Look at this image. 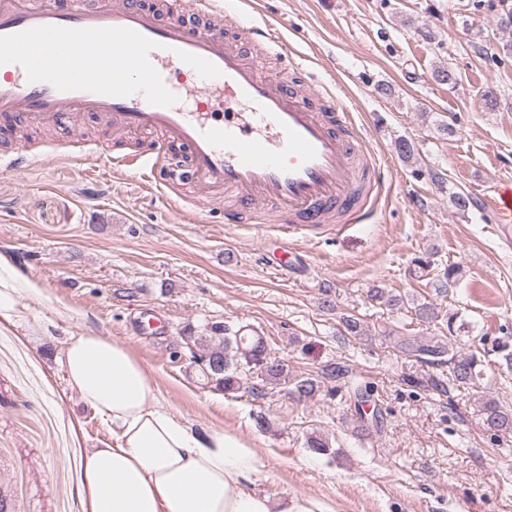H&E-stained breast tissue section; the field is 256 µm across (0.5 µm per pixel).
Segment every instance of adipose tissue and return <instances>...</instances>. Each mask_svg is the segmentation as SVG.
I'll return each mask as SVG.
<instances>
[{
	"label": "adipose tissue",
	"mask_w": 512,
	"mask_h": 512,
	"mask_svg": "<svg viewBox=\"0 0 512 512\" xmlns=\"http://www.w3.org/2000/svg\"><path fill=\"white\" fill-rule=\"evenodd\" d=\"M37 288L0 256V316L18 315ZM61 363L79 400L112 426V443L79 460L92 512H329L314 494L273 495L261 452L222 428L201 429L162 405L147 370L121 341L68 336Z\"/></svg>",
	"instance_id": "obj_1"
}]
</instances>
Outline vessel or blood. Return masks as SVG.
I'll list each match as a JSON object with an SVG mask.
<instances>
[{"mask_svg": "<svg viewBox=\"0 0 512 512\" xmlns=\"http://www.w3.org/2000/svg\"><path fill=\"white\" fill-rule=\"evenodd\" d=\"M217 15L228 28L210 24ZM232 28L271 49L282 43L226 0H169L163 13L146 0H0V120L55 127L93 114L130 138L159 134L160 145L112 156L113 166L162 192L172 186L165 147L184 150L198 191L184 217L234 199L225 223L281 225L275 257L287 269L296 234L376 220L381 169L329 90L315 105L291 90L301 63L287 57L267 72ZM229 100L240 111H220ZM42 158L22 146L0 154V169ZM491 203L499 227L512 226V183H498Z\"/></svg>", "mask_w": 512, "mask_h": 512, "instance_id": "1", "label": "vessel or blood"}]
</instances>
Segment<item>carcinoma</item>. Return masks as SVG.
Instances as JSON below:
<instances>
[{
    "label": "carcinoma",
    "mask_w": 512,
    "mask_h": 512,
    "mask_svg": "<svg viewBox=\"0 0 512 512\" xmlns=\"http://www.w3.org/2000/svg\"><path fill=\"white\" fill-rule=\"evenodd\" d=\"M458 267L449 265L434 275L435 287L441 293L456 280ZM372 300L385 299L387 306L400 309L409 301L419 320L426 323L440 324L448 329V335H454L456 315L442 313L434 304L409 300L408 295L391 294L384 296L378 289L369 291ZM186 340L198 349L199 359L216 360L221 363L219 369L202 370L207 381L214 383V388L224 392H238L245 388L247 380L256 374L262 380L275 387L281 386L287 393L299 400H307L320 390V381L311 374H294L288 365L270 356L265 340L254 330L243 327L233 331L222 323H214L207 329L205 336H188ZM397 349L402 355L422 363L448 367V379L458 387L473 386L482 378L479 366L483 354L471 350L466 354L452 355V344L440 336H400L396 341ZM483 424L486 429L496 433L512 432V409L501 406L494 398L487 397L482 405ZM307 447L319 455L336 453L328 437L312 432L306 438Z\"/></svg>",
    "instance_id": "1"
}]
</instances>
